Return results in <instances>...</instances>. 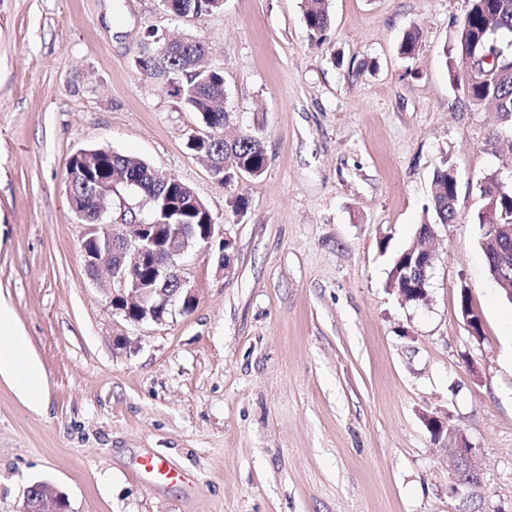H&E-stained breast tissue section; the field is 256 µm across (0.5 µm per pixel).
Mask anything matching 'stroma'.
<instances>
[{
    "mask_svg": "<svg viewBox=\"0 0 512 512\" xmlns=\"http://www.w3.org/2000/svg\"><path fill=\"white\" fill-rule=\"evenodd\" d=\"M300 3L186 20L159 0H0V300L44 401L0 378V512L36 483L70 512H512V302L475 222L480 179L512 183V125L449 80L465 0H330L319 44ZM149 27L204 45L231 132L263 142L261 176L221 185L188 148L197 114L134 64ZM91 148L178 177L223 224L228 269L214 250L185 260L191 311L130 324L87 275L64 177ZM447 166L458 219L435 225L428 297L405 304L388 272ZM430 415L479 448V487L449 497L453 441ZM145 448L195 490L137 475Z\"/></svg>",
    "mask_w": 512,
    "mask_h": 512,
    "instance_id": "obj_1",
    "label": "stroma"
}]
</instances>
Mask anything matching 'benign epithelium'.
I'll return each mask as SVG.
<instances>
[{"mask_svg":"<svg viewBox=\"0 0 512 512\" xmlns=\"http://www.w3.org/2000/svg\"><path fill=\"white\" fill-rule=\"evenodd\" d=\"M489 238L498 242L497 261L506 266L508 252L505 245L512 242V224H487ZM224 232L219 224H203L193 232L185 224H160L157 212H152V221L137 216L130 220L120 219L114 224L100 214L90 225L82 252L85 269L91 279L104 281L108 303L112 313L123 320L136 324H159L179 310L186 312L196 300L194 289L189 287L183 275L182 260L189 249L199 247L211 250L219 247V261L224 267ZM405 266L401 270L403 279L416 283L419 296L427 297L426 286L429 273L436 262V254L419 248L413 242L406 250ZM470 335L482 336V319L478 311L465 301L460 310ZM451 482L448 495H457L462 487L473 488L481 484L479 449L461 434H455V446L448 459ZM40 485L28 488L22 512H68V503L60 493L54 499L45 500L37 496Z\"/></svg>","mask_w":512,"mask_h":512,"instance_id":"obj_1","label":"benign epithelium"}]
</instances>
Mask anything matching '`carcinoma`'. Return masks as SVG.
Returning a JSON list of instances; mask_svg holds the SVG:
<instances>
[{"label":"carcinoma","instance_id":"obj_1","mask_svg":"<svg viewBox=\"0 0 512 512\" xmlns=\"http://www.w3.org/2000/svg\"><path fill=\"white\" fill-rule=\"evenodd\" d=\"M468 9L461 21L460 30L450 54L455 58L474 60L485 71L484 77L474 81L470 70L458 71L449 68L453 86L463 89L476 105L493 106L499 116L512 123V62L507 64L495 58L488 59L494 47H499L506 57L512 56V0H467ZM166 12L181 17H201L222 10L224 0H160ZM302 15L311 40L323 41L324 33L331 23L329 0H302ZM204 54V46L198 42L182 51L167 53L164 67L154 64V55L137 59L143 72L151 77L165 79L176 95L191 111L197 113L201 124L221 130L228 120L227 112L220 106L224 100V75L216 69L198 70ZM211 149L224 156V169H215L214 177L225 185L237 176H260L266 168L267 156L259 137L246 133L236 138L233 144L222 140L211 145ZM98 166L86 173L80 171L78 162L71 161L75 175L76 202L86 218H96L93 197L101 179L114 176L121 178L124 186L134 189L142 197L155 199L160 219L167 224H207L208 214L200 208L193 190L171 176L168 181L158 183L153 168L146 161L130 155L98 148L94 153ZM497 174H487L480 180V193L484 206L478 213L481 243L488 240L485 235L489 216L502 224H512V185L500 186ZM457 176L453 169L446 168L434 173L431 191V224H451L458 218L455 209Z\"/></svg>","mask_w":512,"mask_h":512}]
</instances>
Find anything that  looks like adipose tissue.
Wrapping results in <instances>:
<instances>
[{"mask_svg":"<svg viewBox=\"0 0 512 512\" xmlns=\"http://www.w3.org/2000/svg\"><path fill=\"white\" fill-rule=\"evenodd\" d=\"M0 377L33 405L42 397V377L38 363L31 358L26 337L15 328L12 309L0 301Z\"/></svg>","mask_w":512,"mask_h":512,"instance_id":"ef3b65f1","label":"adipose tissue"}]
</instances>
